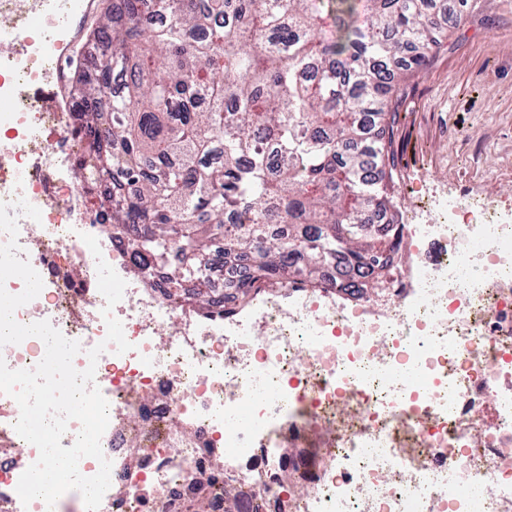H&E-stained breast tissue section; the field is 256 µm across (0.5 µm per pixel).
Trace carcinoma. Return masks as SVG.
I'll return each mask as SVG.
<instances>
[{
  "label": "carcinoma",
  "instance_id": "1",
  "mask_svg": "<svg viewBox=\"0 0 512 512\" xmlns=\"http://www.w3.org/2000/svg\"><path fill=\"white\" fill-rule=\"evenodd\" d=\"M437 0H112L91 40L109 42L74 78L88 180L134 186L104 198L149 278L210 307L205 271L314 284L343 262L390 278L371 253L401 249L391 134L398 72L448 38Z\"/></svg>",
  "mask_w": 512,
  "mask_h": 512
}]
</instances>
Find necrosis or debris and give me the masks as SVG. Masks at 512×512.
I'll return each instance as SVG.
<instances>
[{
  "mask_svg": "<svg viewBox=\"0 0 512 512\" xmlns=\"http://www.w3.org/2000/svg\"><path fill=\"white\" fill-rule=\"evenodd\" d=\"M51 112H1L0 187L23 183L41 220L18 227L20 259L43 280L18 308L78 341L109 403L103 453L111 485L99 512H512V210L480 198L435 201L413 224L417 248L391 299H352L343 268L314 285L274 284L240 301L241 266L212 267L215 304L166 301L163 276L133 272L131 247L90 211L71 173L81 136L60 153L24 142ZM125 281L112 314L132 348L102 342L106 301L83 235ZM0 393V512L38 450Z\"/></svg>",
  "mask_w": 512,
  "mask_h": 512,
  "instance_id": "obj_1",
  "label": "necrosis or debris"
}]
</instances>
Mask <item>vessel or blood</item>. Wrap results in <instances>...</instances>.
Instances as JSON below:
<instances>
[{
	"mask_svg": "<svg viewBox=\"0 0 512 512\" xmlns=\"http://www.w3.org/2000/svg\"><path fill=\"white\" fill-rule=\"evenodd\" d=\"M94 0H0V112L25 101L58 112L63 73Z\"/></svg>",
	"mask_w": 512,
	"mask_h": 512,
	"instance_id": "1",
	"label": "vessel or blood"
}]
</instances>
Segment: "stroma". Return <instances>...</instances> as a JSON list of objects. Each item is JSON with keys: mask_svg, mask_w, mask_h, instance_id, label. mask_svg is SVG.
Here are the masks:
<instances>
[{"mask_svg": "<svg viewBox=\"0 0 512 512\" xmlns=\"http://www.w3.org/2000/svg\"><path fill=\"white\" fill-rule=\"evenodd\" d=\"M403 84L392 133L398 205L479 196L512 209V0H473Z\"/></svg>", "mask_w": 512, "mask_h": 512, "instance_id": "1", "label": "stroma"}]
</instances>
